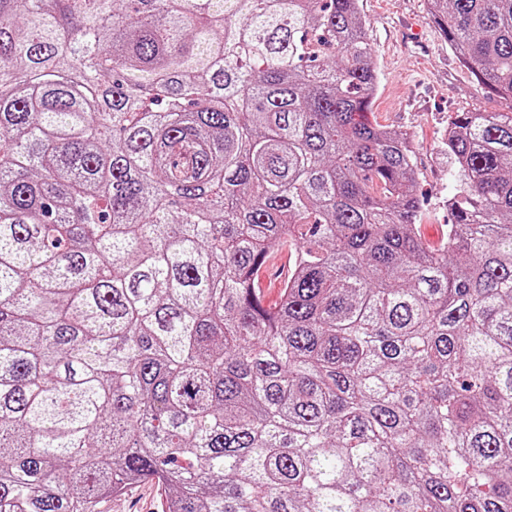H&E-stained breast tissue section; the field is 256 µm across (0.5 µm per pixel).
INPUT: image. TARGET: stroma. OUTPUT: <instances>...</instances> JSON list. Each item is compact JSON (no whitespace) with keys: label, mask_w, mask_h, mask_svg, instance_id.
<instances>
[{"label":"stroma","mask_w":512,"mask_h":512,"mask_svg":"<svg viewBox=\"0 0 512 512\" xmlns=\"http://www.w3.org/2000/svg\"><path fill=\"white\" fill-rule=\"evenodd\" d=\"M379 84L371 121L408 132L415 153L417 192L424 202L420 230L448 222V169L441 149L456 112H496L487 94L430 21L428 0H359ZM165 494L141 482L111 498L108 512H163Z\"/></svg>","instance_id":"stroma-1"}]
</instances>
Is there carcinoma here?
<instances>
[{
	"label": "carcinoma",
	"mask_w": 512,
	"mask_h": 512,
	"mask_svg": "<svg viewBox=\"0 0 512 512\" xmlns=\"http://www.w3.org/2000/svg\"><path fill=\"white\" fill-rule=\"evenodd\" d=\"M357 2L0 0V512H512V0L438 249ZM165 494L154 482H141L129 486L125 492L107 501L106 511L162 512ZM106 501V502H107Z\"/></svg>",
	"instance_id": "1"
}]
</instances>
